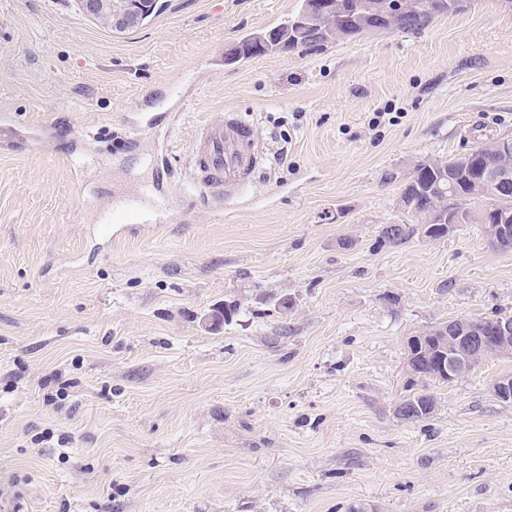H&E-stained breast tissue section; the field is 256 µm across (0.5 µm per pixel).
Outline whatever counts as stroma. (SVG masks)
Instances as JSON below:
<instances>
[{"label": "stroma", "instance_id": "1", "mask_svg": "<svg viewBox=\"0 0 512 512\" xmlns=\"http://www.w3.org/2000/svg\"><path fill=\"white\" fill-rule=\"evenodd\" d=\"M160 3L0 0V512H512L511 357L394 413L407 337L512 310V252L379 241L416 161L512 137V0L236 62L299 0ZM228 112L269 161L218 213L187 158ZM143 185L155 231L97 238ZM88 16L112 30L124 31L138 27L151 16L159 0H77ZM405 402L413 412L400 419L411 422H423L431 418L437 404L435 396L423 390L409 394Z\"/></svg>", "mask_w": 512, "mask_h": 512}]
</instances>
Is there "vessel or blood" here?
I'll return each mask as SVG.
<instances>
[{"label": "vessel or blood", "instance_id": "obj_1", "mask_svg": "<svg viewBox=\"0 0 512 512\" xmlns=\"http://www.w3.org/2000/svg\"><path fill=\"white\" fill-rule=\"evenodd\" d=\"M268 155L255 126L240 113L198 128L189 158L190 175L204 202L214 210L239 195L264 169ZM134 198L118 197L111 223L103 228L106 237L148 232Z\"/></svg>", "mask_w": 512, "mask_h": 512}]
</instances>
